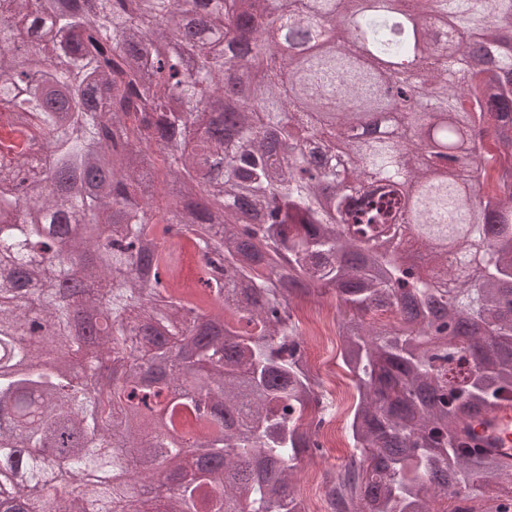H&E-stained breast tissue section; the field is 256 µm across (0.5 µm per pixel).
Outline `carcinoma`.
Returning <instances> with one entry per match:
<instances>
[{
    "mask_svg": "<svg viewBox=\"0 0 512 512\" xmlns=\"http://www.w3.org/2000/svg\"><path fill=\"white\" fill-rule=\"evenodd\" d=\"M93 2L0 0V121L24 137L0 138V512H305L295 473L337 411L296 313L311 295L335 301L355 390L333 512H512V467L453 433L512 400V0H395L358 30L353 0ZM260 12L302 56L255 37L233 108L231 34ZM360 54L419 61L393 113L411 138L338 155L389 106ZM438 91L448 127L425 138L419 98ZM426 151L452 167L421 168ZM173 232L208 291L178 281ZM64 239L102 299L62 288ZM87 305L94 341L73 323ZM25 320L47 334L19 344ZM164 447L169 492L145 499Z\"/></svg>",
    "mask_w": 512,
    "mask_h": 512,
    "instance_id": "1",
    "label": "carcinoma"
}]
</instances>
